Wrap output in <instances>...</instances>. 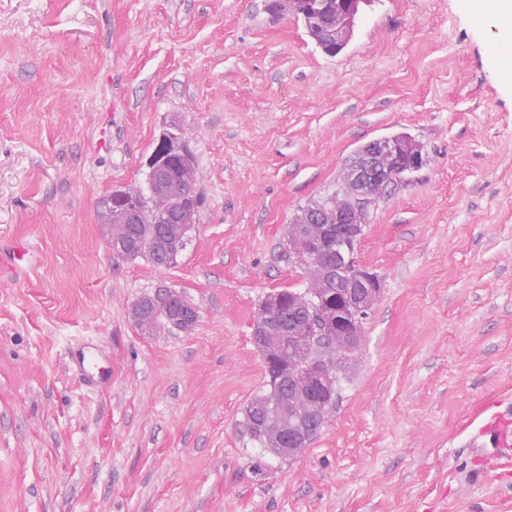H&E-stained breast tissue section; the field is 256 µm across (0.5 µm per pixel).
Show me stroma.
Listing matches in <instances>:
<instances>
[{"instance_id": "35a3bbf8", "label": "stroma", "mask_w": 512, "mask_h": 512, "mask_svg": "<svg viewBox=\"0 0 512 512\" xmlns=\"http://www.w3.org/2000/svg\"><path fill=\"white\" fill-rule=\"evenodd\" d=\"M267 0H0V512H512L469 424L512 401V90L498 27L460 0H372L322 52ZM198 223L170 266L117 256L101 200L143 185L169 121ZM425 164L371 212L382 295L318 437L281 461L244 433L261 301L306 288L287 229L361 145ZM165 287L191 331L141 330ZM112 372L87 380L80 348Z\"/></svg>"}]
</instances>
